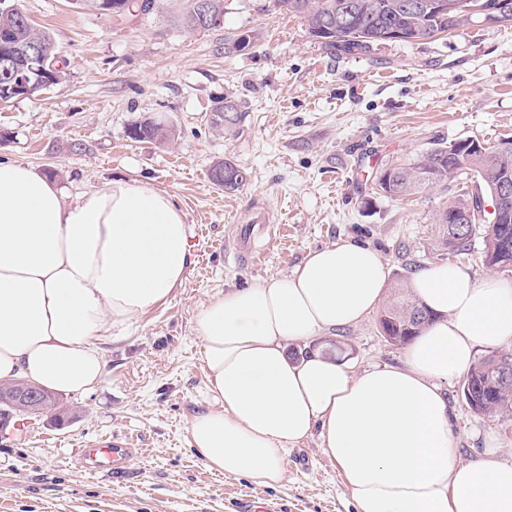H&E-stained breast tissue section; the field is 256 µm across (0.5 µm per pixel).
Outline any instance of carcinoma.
<instances>
[{
	"label": "carcinoma",
	"mask_w": 512,
	"mask_h": 512,
	"mask_svg": "<svg viewBox=\"0 0 512 512\" xmlns=\"http://www.w3.org/2000/svg\"><path fill=\"white\" fill-rule=\"evenodd\" d=\"M10 0L15 10L0 11V29L8 26L24 39L34 37L57 53L53 36L46 30L35 29L26 14ZM413 0H276L277 7L305 19L308 33L332 55H359L371 51L376 44L389 41V30H397L402 41L413 42L449 35L474 20L478 7L489 8L497 0H446L448 11L424 15L409 7ZM231 103V120L223 119V109L216 107L210 123L216 129L231 131L240 125L243 115L238 101L231 95L224 97ZM128 135L136 141L168 144L176 131L160 122L144 119L129 127ZM479 177L486 192L504 175L512 180V149L500 145L477 147L457 142L439 146L417 156L410 164L389 167L377 175L378 190L391 198L413 195L424 188L460 183L469 175ZM457 212L472 213V223L462 226L456 236H449L448 211L440 212L436 246L441 255L457 256L469 250L473 225L483 221L481 210L471 205L466 193L457 195L449 204ZM484 260L492 269L512 267V210L504 212L497 222H489L485 236ZM434 314L421 306L402 289L394 292L389 304L379 317V324L391 336V344L405 345L421 333ZM462 394L475 412L491 416L512 417V353H492L481 359L467 373Z\"/></svg>",
	"instance_id": "carcinoma-1"
}]
</instances>
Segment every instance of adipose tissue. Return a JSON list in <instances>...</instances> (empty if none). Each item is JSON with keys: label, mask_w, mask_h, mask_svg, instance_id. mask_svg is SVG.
Returning a JSON list of instances; mask_svg holds the SVG:
<instances>
[{"label": "adipose tissue", "mask_w": 512, "mask_h": 512, "mask_svg": "<svg viewBox=\"0 0 512 512\" xmlns=\"http://www.w3.org/2000/svg\"><path fill=\"white\" fill-rule=\"evenodd\" d=\"M189 229L173 197L115 179L70 201L48 177L0 161V382L87 392L100 340L183 284ZM377 250L345 240L289 274L214 296L197 314L215 407L190 443L207 466L274 486L288 447L319 431L356 512H512V463L457 457L442 384L478 348L512 343V282L461 264L416 270L408 288L436 314L400 363L359 374L290 344L362 322L383 302Z\"/></svg>", "instance_id": "1"}]
</instances>
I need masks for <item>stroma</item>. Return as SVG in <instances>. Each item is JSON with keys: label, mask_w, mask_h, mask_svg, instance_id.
Listing matches in <instances>:
<instances>
[{"label": "stroma", "mask_w": 512, "mask_h": 512, "mask_svg": "<svg viewBox=\"0 0 512 512\" xmlns=\"http://www.w3.org/2000/svg\"><path fill=\"white\" fill-rule=\"evenodd\" d=\"M19 3L67 65L48 90L0 102V161L55 171L72 199L116 178L138 180L173 196L192 236L183 284L103 343L105 374L93 392L58 394L59 414L24 415L23 433L0 427V512H235L245 497L274 512H355L316 431L289 447L276 487L207 467L188 432L215 404L196 316L213 296L289 274L344 239L375 247L393 287L435 263L434 218L460 188L394 199L377 193L375 177L438 145L512 136V26L331 56L303 18L272 0H224L223 24L203 32L172 24L186 0H156L129 19L70 0ZM244 31L257 34L254 48L225 54V39ZM227 95L244 118L224 132L209 116ZM142 117L173 124L174 140L130 139L129 124ZM221 161L245 173L240 188L212 183ZM259 213L265 231L250 247L263 258L235 264L236 227ZM378 319L290 350L318 349L358 372L398 363L403 349L385 340ZM463 381L458 374L443 387L460 460L492 447L511 463L512 419L471 410ZM115 433L137 450L126 472L81 469L78 449Z\"/></svg>", "instance_id": "stroma-1"}]
</instances>
